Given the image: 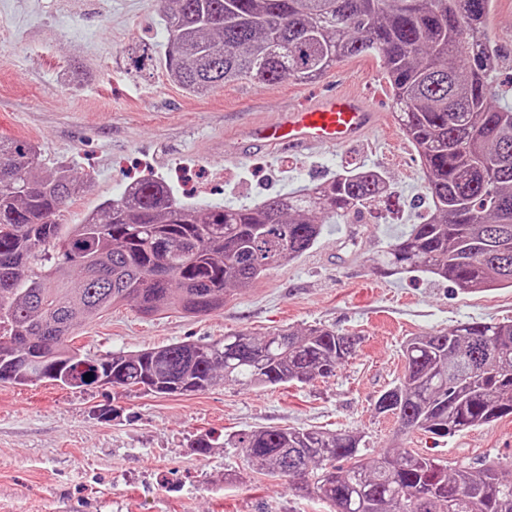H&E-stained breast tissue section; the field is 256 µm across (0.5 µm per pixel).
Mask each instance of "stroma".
Masks as SVG:
<instances>
[{"instance_id":"obj_1","label":"stroma","mask_w":512,"mask_h":512,"mask_svg":"<svg viewBox=\"0 0 512 512\" xmlns=\"http://www.w3.org/2000/svg\"><path fill=\"white\" fill-rule=\"evenodd\" d=\"M167 7L166 0H0V139L35 146L42 169L66 162L87 181L62 207L60 223H82L151 174L193 206L255 204L355 168L381 170L388 191L358 214L327 220L310 250L251 287L229 290L215 312L146 317L121 304L84 327L75 346L134 352L322 325L359 337L357 352L332 376L266 389L220 383L165 396L0 383V512H333L293 481L258 473L242 449L223 442L263 427L356 432L371 460L414 448L452 465L512 463L511 416L436 437L401 433L395 416L375 409L403 376L408 339L471 319L512 320V288L469 294L424 274L380 270L382 253L429 211L421 162L381 60L349 59L304 82L244 78L196 94L163 66L138 71L129 58L138 44L164 51ZM489 30L500 54L497 103L512 107V0H494ZM347 84L381 116L360 144L247 149L253 125ZM102 408L110 420L99 419ZM206 432L217 441L202 457L190 442Z\"/></svg>"}]
</instances>
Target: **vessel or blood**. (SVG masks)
Returning <instances> with one entry per match:
<instances>
[{
    "label": "vessel or blood",
    "mask_w": 512,
    "mask_h": 512,
    "mask_svg": "<svg viewBox=\"0 0 512 512\" xmlns=\"http://www.w3.org/2000/svg\"><path fill=\"white\" fill-rule=\"evenodd\" d=\"M378 123V113L365 99L340 92L289 112L279 122L254 126L251 138L263 147L292 150L349 146L360 142Z\"/></svg>",
    "instance_id": "1"
}]
</instances>
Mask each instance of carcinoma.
<instances>
[{
	"label": "carcinoma",
	"instance_id": "carcinoma-1",
	"mask_svg": "<svg viewBox=\"0 0 512 512\" xmlns=\"http://www.w3.org/2000/svg\"><path fill=\"white\" fill-rule=\"evenodd\" d=\"M161 62L191 92L226 81H307L351 57L381 59L431 206L382 254L391 272L463 292L512 287V108L496 104L492 0H172ZM36 150L0 142V382L183 395L219 381L277 387L333 375L357 338L324 326L207 343L81 354L85 322L133 301L145 315L224 306L272 265L318 241L323 224L386 191L362 168L256 205L181 203L160 178L131 184L81 224L54 220L83 183L68 164L32 175ZM86 259L102 274L87 273ZM76 266L79 284L68 285ZM399 384L376 402L404 431L453 435L512 415V321L465 322L409 339ZM89 380H84V375ZM269 477L301 466L335 512H512L498 461L456 465L406 449L366 462L353 432L265 428L228 436ZM346 461L348 466L338 465Z\"/></svg>",
	"mask_w": 512,
	"mask_h": 512
}]
</instances>
